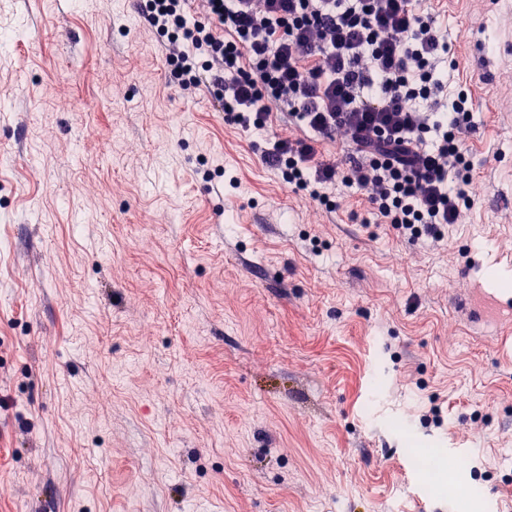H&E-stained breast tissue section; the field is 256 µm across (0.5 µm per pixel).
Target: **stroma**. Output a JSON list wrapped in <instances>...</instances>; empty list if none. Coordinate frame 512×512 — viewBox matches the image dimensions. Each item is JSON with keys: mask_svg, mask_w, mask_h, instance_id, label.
Returning a JSON list of instances; mask_svg holds the SVG:
<instances>
[{"mask_svg": "<svg viewBox=\"0 0 512 512\" xmlns=\"http://www.w3.org/2000/svg\"><path fill=\"white\" fill-rule=\"evenodd\" d=\"M427 5L482 186L439 246L280 188L139 0H0V512H512V0Z\"/></svg>", "mask_w": 512, "mask_h": 512, "instance_id": "35a3bbf8", "label": "stroma"}]
</instances>
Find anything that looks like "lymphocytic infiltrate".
Wrapping results in <instances>:
<instances>
[{"instance_id":"1","label":"lymphocytic infiltrate","mask_w":512,"mask_h":512,"mask_svg":"<svg viewBox=\"0 0 512 512\" xmlns=\"http://www.w3.org/2000/svg\"><path fill=\"white\" fill-rule=\"evenodd\" d=\"M141 14L169 80L209 95L225 125L269 131L264 162L328 219L341 183L403 241L466 223L472 98H444L451 48L422 0H143Z\"/></svg>"}]
</instances>
